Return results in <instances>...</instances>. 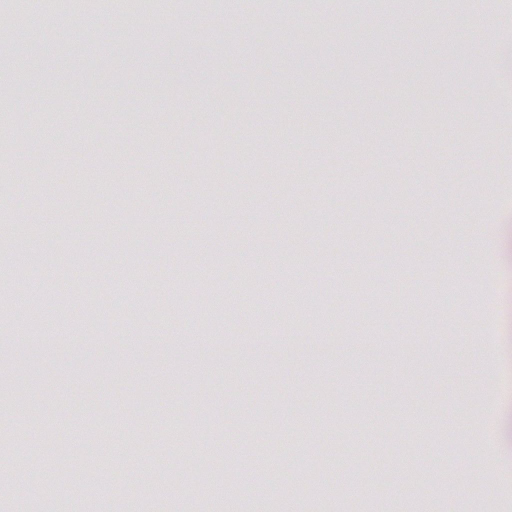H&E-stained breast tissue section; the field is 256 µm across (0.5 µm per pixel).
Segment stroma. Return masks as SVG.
<instances>
[{
	"mask_svg": "<svg viewBox=\"0 0 512 512\" xmlns=\"http://www.w3.org/2000/svg\"><path fill=\"white\" fill-rule=\"evenodd\" d=\"M510 38L512 0L480 20L470 0H175L156 25L0 0V136L21 145L0 166L52 199L0 180V512L47 485L63 512H368L381 476L385 512L413 482L429 512H512V90L490 53ZM487 181L497 220L463 239ZM133 268L138 302L88 308ZM35 270L65 339L6 302ZM299 283L321 319L274 306ZM496 206V193L493 183L477 185L473 188L470 198L465 202L461 211L460 223L464 225V231L468 237L472 236L473 227L471 214L481 209H492Z\"/></svg>",
	"mask_w": 512,
	"mask_h": 512,
	"instance_id": "stroma-1",
	"label": "stroma"
}]
</instances>
